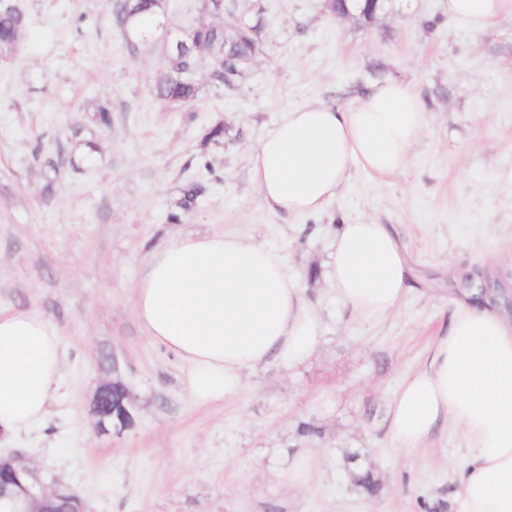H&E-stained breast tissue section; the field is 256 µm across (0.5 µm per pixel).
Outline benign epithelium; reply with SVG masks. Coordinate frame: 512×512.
<instances>
[{"label": "benign epithelium", "mask_w": 512, "mask_h": 512, "mask_svg": "<svg viewBox=\"0 0 512 512\" xmlns=\"http://www.w3.org/2000/svg\"><path fill=\"white\" fill-rule=\"evenodd\" d=\"M119 385L114 380L101 384L92 400V415L103 434H119L133 422L130 396L103 406L105 395ZM5 461L9 466L6 482L0 483V512H49L48 505L54 501L61 504L59 512H86L85 503L75 489L60 481L46 485L37 477L39 469L22 454L1 455L0 464Z\"/></svg>", "instance_id": "7a95c632"}]
</instances>
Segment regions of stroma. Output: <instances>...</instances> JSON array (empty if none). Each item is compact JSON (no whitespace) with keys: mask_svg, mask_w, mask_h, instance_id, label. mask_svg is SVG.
Masks as SVG:
<instances>
[{"mask_svg":"<svg viewBox=\"0 0 512 512\" xmlns=\"http://www.w3.org/2000/svg\"><path fill=\"white\" fill-rule=\"evenodd\" d=\"M235 3L262 21L263 52L231 89L210 83L200 52V97L173 110L154 94L164 43L125 36L113 0H0L29 19L0 56V310L43 315L66 363L44 424L0 435V448L73 487L87 512H457L461 435L398 449L391 408L447 328L463 276L507 289L512 313V18L474 34L449 18L448 0H385L368 26L337 19L326 0ZM159 19L174 32L223 23L201 0H164ZM377 65L426 112L406 166L353 171L316 213L270 211L252 147L288 110L354 105ZM219 122L223 139L204 142ZM366 219L392 225L413 272L401 305L369 317L343 307L328 278L339 226ZM214 232L277 251L319 305L324 336L304 363L259 367L239 398L200 404L187 366L140 326L133 288L153 249ZM112 379L136 421L102 435L91 402ZM301 454L313 476L296 488L280 474Z\"/></svg>","mask_w":512,"mask_h":512,"instance_id":"1","label":"stroma"}]
</instances>
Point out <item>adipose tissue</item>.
Here are the masks:
<instances>
[{"label": "adipose tissue", "instance_id": "adipose-tissue-1", "mask_svg": "<svg viewBox=\"0 0 512 512\" xmlns=\"http://www.w3.org/2000/svg\"><path fill=\"white\" fill-rule=\"evenodd\" d=\"M448 15L483 33L512 0H448ZM426 128L410 83H374L351 107L307 104L285 112L251 149L257 190L274 211L314 213L353 169L387 175L406 166ZM329 277L357 315L396 309L410 289L406 253L388 225H341ZM147 335L192 373L202 403L237 398L247 372L290 366L319 349L320 310L290 278L283 257L226 233L172 239L153 253L134 301ZM58 331L39 314L0 312V432L41 424L63 374ZM454 426L467 449L458 512H512V314L466 289L429 363L401 388L390 432L399 448L421 447Z\"/></svg>", "mask_w": 512, "mask_h": 512}]
</instances>
